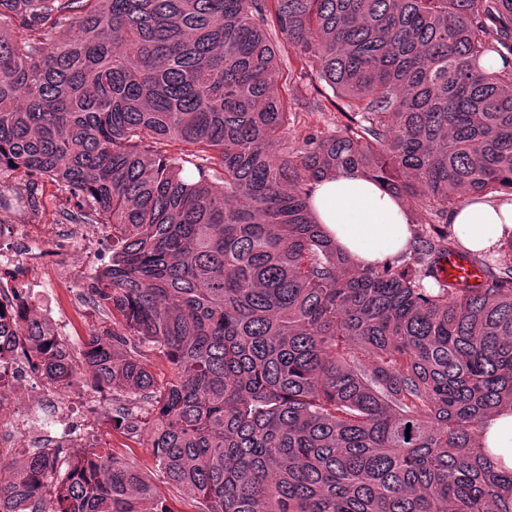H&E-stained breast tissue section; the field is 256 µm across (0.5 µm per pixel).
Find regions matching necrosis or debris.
Returning a JSON list of instances; mask_svg holds the SVG:
<instances>
[{"label": "necrosis or debris", "instance_id": "4bbe7bcc", "mask_svg": "<svg viewBox=\"0 0 512 512\" xmlns=\"http://www.w3.org/2000/svg\"><path fill=\"white\" fill-rule=\"evenodd\" d=\"M112 247L102 224H1L0 312L20 325L29 314L21 296H33L45 281L69 283L77 271ZM107 415L97 395L73 398L70 388L48 382L33 370L27 349H15L0 368V447L37 448L44 441L83 447L93 432L82 409Z\"/></svg>", "mask_w": 512, "mask_h": 512}]
</instances>
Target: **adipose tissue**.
Here are the masks:
<instances>
[{"instance_id": "ef3b65f1", "label": "adipose tissue", "mask_w": 512, "mask_h": 512, "mask_svg": "<svg viewBox=\"0 0 512 512\" xmlns=\"http://www.w3.org/2000/svg\"><path fill=\"white\" fill-rule=\"evenodd\" d=\"M310 205L314 221L357 265L391 263L412 241L413 226L405 203L364 177L344 174L320 179ZM448 222L465 249L494 254L501 242L512 238V195L469 199L449 213ZM481 442L502 467L512 470V409L490 416Z\"/></svg>"}]
</instances>
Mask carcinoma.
<instances>
[{
    "label": "carcinoma",
    "instance_id": "obj_1",
    "mask_svg": "<svg viewBox=\"0 0 512 512\" xmlns=\"http://www.w3.org/2000/svg\"><path fill=\"white\" fill-rule=\"evenodd\" d=\"M284 53L295 104L343 127L288 138ZM5 172L112 232L91 292L173 376L120 335L77 357L0 314V340L50 381L91 367L199 512H512L479 436L512 408V239L462 290L448 232L363 269L309 208L344 173L444 220L512 193V0H0ZM62 452L15 461L0 512H170L111 454Z\"/></svg>",
    "mask_w": 512,
    "mask_h": 512
}]
</instances>
